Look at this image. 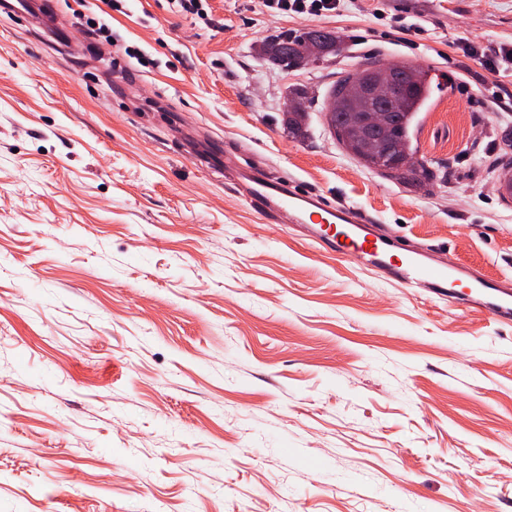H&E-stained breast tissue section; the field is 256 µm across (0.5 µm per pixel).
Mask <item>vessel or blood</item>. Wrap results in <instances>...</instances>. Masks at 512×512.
I'll return each instance as SVG.
<instances>
[{"mask_svg":"<svg viewBox=\"0 0 512 512\" xmlns=\"http://www.w3.org/2000/svg\"><path fill=\"white\" fill-rule=\"evenodd\" d=\"M249 198L262 215L285 206L297 211L312 230L310 239L339 255L357 258L384 278L404 288H422L450 304L484 312L500 321L512 320V281L492 279L473 266L426 255L390 237L380 226L366 223L350 207H333L317 195L254 173Z\"/></svg>","mask_w":512,"mask_h":512,"instance_id":"vessel-or-blood-1","label":"vessel or blood"}]
</instances>
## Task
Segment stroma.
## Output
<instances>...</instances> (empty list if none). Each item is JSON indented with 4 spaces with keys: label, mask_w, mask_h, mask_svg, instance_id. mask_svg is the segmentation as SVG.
Masks as SVG:
<instances>
[{
    "label": "stroma",
    "mask_w": 512,
    "mask_h": 512,
    "mask_svg": "<svg viewBox=\"0 0 512 512\" xmlns=\"http://www.w3.org/2000/svg\"><path fill=\"white\" fill-rule=\"evenodd\" d=\"M41 2L0 12V512H512V321L319 250L288 211L266 222L237 175L512 279V74L459 48L512 49V0ZM310 27L340 54L256 52ZM371 61L428 69L416 144L445 178H383L331 136L330 90ZM263 12L323 16L340 10L342 0H257Z\"/></svg>",
    "instance_id": "35a3bbf8"
}]
</instances>
